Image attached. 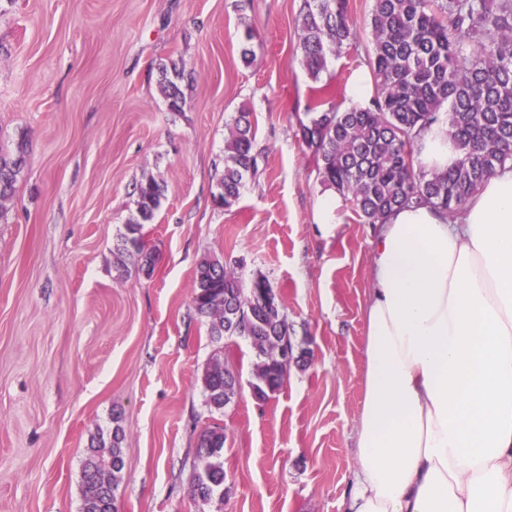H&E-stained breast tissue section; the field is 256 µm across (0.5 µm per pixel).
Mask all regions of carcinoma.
I'll return each instance as SVG.
<instances>
[{
	"instance_id": "carcinoma-1",
	"label": "carcinoma",
	"mask_w": 512,
	"mask_h": 512,
	"mask_svg": "<svg viewBox=\"0 0 512 512\" xmlns=\"http://www.w3.org/2000/svg\"><path fill=\"white\" fill-rule=\"evenodd\" d=\"M370 27L373 48L368 65L376 95L367 107L341 108L317 88L301 125L302 141L314 149L320 182L348 199L367 224H381L395 208L430 204L452 219L497 169L512 162V0H374ZM356 42L348 0H302L300 48L311 79L319 81L328 60ZM183 72L172 62L159 68L158 89L168 110L180 112L185 98ZM251 112L232 116L224 136V172L214 202L236 204L245 180L256 176L265 149L257 147ZM461 158L440 173L414 169L418 135L438 121ZM26 144L0 149V214L12 199L24 164ZM165 185L153 176L135 182V215L113 251L121 268L134 259L153 272L156 257L146 247L142 227L154 221ZM263 275L246 281L219 260L202 259L194 273L192 303L210 335L220 341L238 336L253 350L251 383L265 401L283 386L290 363L279 355L292 343L284 306H267L253 295ZM207 403L223 410L239 395L226 360L204 369ZM112 433L90 438L82 466L83 512H116L115 491L124 468V430L113 417ZM201 467L193 473L191 496L203 504L224 492V430L203 431L197 443Z\"/></svg>"
}]
</instances>
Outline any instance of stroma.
Masks as SVG:
<instances>
[{"label": "stroma", "mask_w": 512, "mask_h": 512, "mask_svg": "<svg viewBox=\"0 0 512 512\" xmlns=\"http://www.w3.org/2000/svg\"><path fill=\"white\" fill-rule=\"evenodd\" d=\"M302 0H0V146L28 143L0 216V512H82L92 435L124 430L117 512H342L363 403L365 307L375 229L323 193L300 139L318 83L346 103L372 51L373 0H348L358 40L320 81L302 65ZM255 37L241 58L240 20ZM184 70L169 111L159 68ZM269 153L229 210L213 197L225 125L240 108ZM165 184L146 245L152 275L116 269L132 187ZM243 262L280 295L303 366L266 402L251 392L248 341H214L195 313L203 257ZM232 362L241 393L210 409L201 375ZM120 422H113V415ZM226 434L228 492L190 493L197 439ZM342 199L336 193H325L318 197L316 203L315 221L316 224L324 225L327 229H336L341 224L340 211Z\"/></svg>", "instance_id": "obj_1"}]
</instances>
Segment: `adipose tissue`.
<instances>
[{"instance_id": "obj_1", "label": "adipose tissue", "mask_w": 512, "mask_h": 512, "mask_svg": "<svg viewBox=\"0 0 512 512\" xmlns=\"http://www.w3.org/2000/svg\"><path fill=\"white\" fill-rule=\"evenodd\" d=\"M459 157L439 122L414 166ZM372 278L344 512H512V163L457 218L390 212Z\"/></svg>"}]
</instances>
